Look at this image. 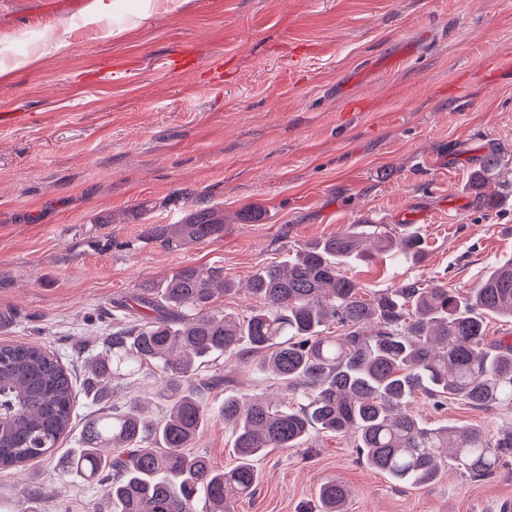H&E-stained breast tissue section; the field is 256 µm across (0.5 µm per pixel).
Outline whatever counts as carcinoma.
<instances>
[{
  "mask_svg": "<svg viewBox=\"0 0 512 512\" xmlns=\"http://www.w3.org/2000/svg\"><path fill=\"white\" fill-rule=\"evenodd\" d=\"M491 182L498 192H486ZM468 189L477 211L509 203L512 157L488 151ZM144 234L171 248L213 242L224 236V211L196 207ZM376 253L412 266L424 257L421 238L405 224H353L258 270L249 291L260 304L241 317L211 306L215 295L234 289L221 266H183L143 286L133 298L140 318L112 327L89 383L157 367L164 415L147 420L155 406L149 397L100 410L79 447L63 456L59 475L103 487L111 512H192L201 492L210 512H231V499L254 493L255 462L322 431L353 433L365 464L411 486L432 482L449 464L471 479L493 476L512 456V428L493 434L481 426H427L409 405L422 394L512 412V343L490 340L486 331L489 316L512 320V258L465 291L413 277L366 299L343 268ZM332 328L340 334L330 335ZM244 345L284 399L226 395L208 407L199 392L223 380L208 372L209 363L239 356ZM0 404L7 406L0 468H21L53 455L71 432L75 386L54 352L0 344ZM215 414L234 436L238 462L229 469L186 452ZM350 494L340 482L324 483L320 512H344Z\"/></svg>",
  "mask_w": 512,
  "mask_h": 512,
  "instance_id": "cac0c4a2",
  "label": "carcinoma"
}]
</instances>
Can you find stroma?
Segmentation results:
<instances>
[{
    "label": "stroma",
    "instance_id": "35a3bbf8",
    "mask_svg": "<svg viewBox=\"0 0 512 512\" xmlns=\"http://www.w3.org/2000/svg\"><path fill=\"white\" fill-rule=\"evenodd\" d=\"M91 2L0 0V343L45 346L81 382L123 316L114 303L141 284L220 266L237 289L214 305L241 316L258 269L364 222L412 225L425 254L348 267L369 296L414 276L471 288L512 258V204L484 215L466 190L490 148L512 154V0H178L117 37L111 17L90 22ZM40 46L41 64L24 66ZM197 205L223 210L222 238L173 250L142 238ZM248 208L257 223H240ZM220 370L202 401L282 397L255 362L225 357ZM161 382L147 370L104 400L78 389L63 448L102 403ZM412 410L430 425H512V413L456 401ZM355 444L315 433L270 452L233 512H317L328 481L350 488L348 512H512V459L486 480L448 468L413 487L362 463ZM190 452L237 462L218 417ZM57 468L0 469V512H107L98 485Z\"/></svg>",
    "mask_w": 512,
    "mask_h": 512
}]
</instances>
